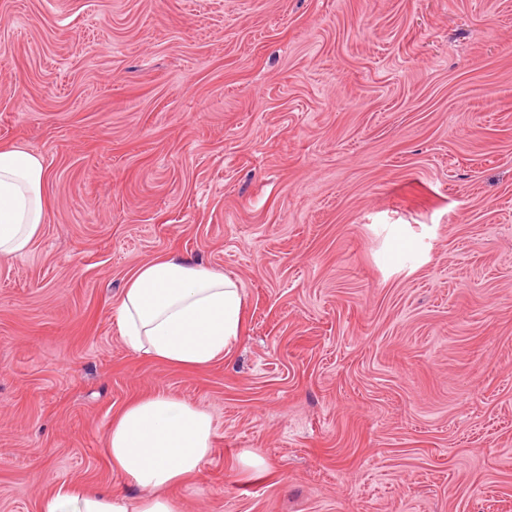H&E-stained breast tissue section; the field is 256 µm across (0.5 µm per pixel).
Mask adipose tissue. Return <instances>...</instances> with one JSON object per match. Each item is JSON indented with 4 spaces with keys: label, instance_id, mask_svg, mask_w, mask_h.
Wrapping results in <instances>:
<instances>
[{
    "label": "adipose tissue",
    "instance_id": "adipose-tissue-1",
    "mask_svg": "<svg viewBox=\"0 0 512 512\" xmlns=\"http://www.w3.org/2000/svg\"><path fill=\"white\" fill-rule=\"evenodd\" d=\"M46 169L40 156L0 147V258L26 254L46 220ZM245 300L224 272L172 254L139 266L118 307L117 326L130 350L181 368L229 355L242 334ZM211 416L165 395L140 398L111 421L105 452L113 472L135 488L95 491L63 481L39 512H177L165 496L198 473L211 453Z\"/></svg>",
    "mask_w": 512,
    "mask_h": 512
}]
</instances>
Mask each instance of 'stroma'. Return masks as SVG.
I'll return each mask as SVG.
<instances>
[{
	"label": "stroma",
	"mask_w": 512,
	"mask_h": 512,
	"mask_svg": "<svg viewBox=\"0 0 512 512\" xmlns=\"http://www.w3.org/2000/svg\"><path fill=\"white\" fill-rule=\"evenodd\" d=\"M47 218L0 258V512L118 487L109 423L213 420L178 512H512V0H0V146ZM176 253L246 300L231 355L133 353Z\"/></svg>",
	"instance_id": "obj_1"
}]
</instances>
